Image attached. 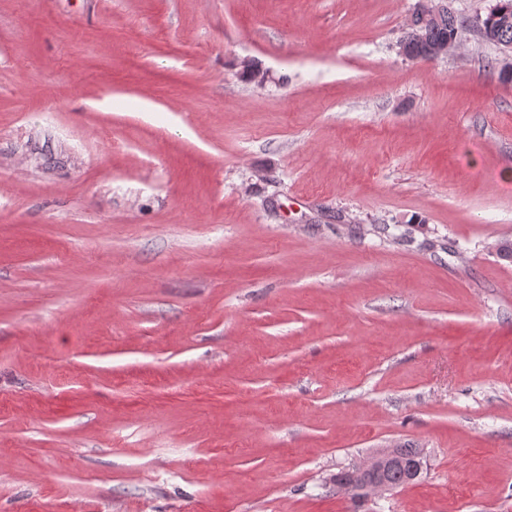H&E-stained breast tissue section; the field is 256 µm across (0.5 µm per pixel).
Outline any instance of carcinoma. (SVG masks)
Segmentation results:
<instances>
[{
    "mask_svg": "<svg viewBox=\"0 0 512 512\" xmlns=\"http://www.w3.org/2000/svg\"><path fill=\"white\" fill-rule=\"evenodd\" d=\"M464 21L449 10L436 15H427L421 9L414 11L409 31L400 40L403 54L412 59L431 60L438 49L448 45V40L459 36ZM479 30L483 38L495 45L512 46V0H495L480 20ZM423 465L421 450L410 446L395 449V460L383 467L381 476L397 486L419 479L412 469ZM369 473L359 477L353 470L336 473V480L357 489L364 482H371L377 476Z\"/></svg>",
    "mask_w": 512,
    "mask_h": 512,
    "instance_id": "obj_1",
    "label": "carcinoma"
}]
</instances>
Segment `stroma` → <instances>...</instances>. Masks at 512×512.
<instances>
[{
	"instance_id": "stroma-1",
	"label": "stroma",
	"mask_w": 512,
	"mask_h": 512,
	"mask_svg": "<svg viewBox=\"0 0 512 512\" xmlns=\"http://www.w3.org/2000/svg\"><path fill=\"white\" fill-rule=\"evenodd\" d=\"M419 4L0 0V512H512V82ZM465 21L459 19L450 10L436 15H426L422 9L415 10L409 31L400 40L403 54L412 59L431 60L437 50L448 45V51L456 48L454 41ZM394 451L396 456L394 462L386 464L380 473V476H383L387 481L384 479L373 481L377 477V472L369 473L361 478L355 474L353 469H345L336 473V480L338 481H336V485L348 491L347 486L341 483L357 489L363 482H371L364 486V495L359 492L355 493L356 497L360 498L362 495L366 497L372 493L392 491L396 489V486H402L419 479L423 473V457L421 450L419 448H412V446H400V448H394ZM418 465L422 467V471L417 476V473L413 474L412 469L416 468ZM388 481L394 483L396 486Z\"/></svg>"
}]
</instances>
